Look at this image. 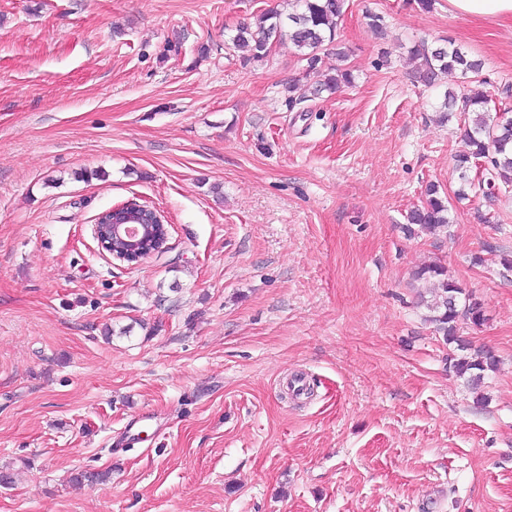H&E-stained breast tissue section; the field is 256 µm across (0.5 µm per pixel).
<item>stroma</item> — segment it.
<instances>
[{
  "instance_id": "1",
  "label": "stroma",
  "mask_w": 512,
  "mask_h": 512,
  "mask_svg": "<svg viewBox=\"0 0 512 512\" xmlns=\"http://www.w3.org/2000/svg\"><path fill=\"white\" fill-rule=\"evenodd\" d=\"M279 2L0 0V512H512V191L406 228L459 186L444 91L512 84V20L348 0L354 85L290 112L293 45L229 40ZM421 38L485 83H415ZM131 202L168 221L134 268L93 235ZM434 260L484 304L479 390L411 284ZM449 207L448 197L441 196L435 184H429L425 189V199L410 212L408 222L430 232L448 227Z\"/></svg>"
}]
</instances>
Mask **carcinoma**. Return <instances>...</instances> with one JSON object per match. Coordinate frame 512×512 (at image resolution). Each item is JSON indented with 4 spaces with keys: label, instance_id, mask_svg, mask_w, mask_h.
<instances>
[{
    "label": "carcinoma",
    "instance_id": "obj_1",
    "mask_svg": "<svg viewBox=\"0 0 512 512\" xmlns=\"http://www.w3.org/2000/svg\"><path fill=\"white\" fill-rule=\"evenodd\" d=\"M291 2L290 11L276 6L234 27L230 41L234 48L242 51L240 65L247 68L264 61L273 45L287 40L293 44L299 60L305 63V70L309 72L318 70L325 55L332 54L340 61L334 72L315 87L313 94H334L353 85L355 77L344 65L347 53L337 37L347 0ZM409 53L417 61L414 79L426 87L439 84L450 72L477 77L483 69L482 60L444 44L432 45L421 40L414 43ZM285 92L284 103L289 111L307 101L308 95L298 80L288 82ZM491 103L493 98L489 95L458 97L451 92L444 95L441 104L444 112H459L468 118L464 131L465 148L455 155L460 180L455 196L459 199L465 198L467 190L484 181L494 186H512V112L506 109L494 111ZM449 207L448 197L440 195L437 186L430 184L425 189V199L408 215V222L430 232L444 228L450 224ZM412 279L426 289L419 293V297L430 312L429 321L436 326L445 343H455L461 351L459 355L448 357L449 368L457 376L466 378L472 387H479L485 375L496 370L499 360L489 348L468 350L457 336V325L462 320L476 328L483 326L486 315L482 301L464 292L439 261L416 269Z\"/></svg>",
    "mask_w": 512,
    "mask_h": 512
}]
</instances>
